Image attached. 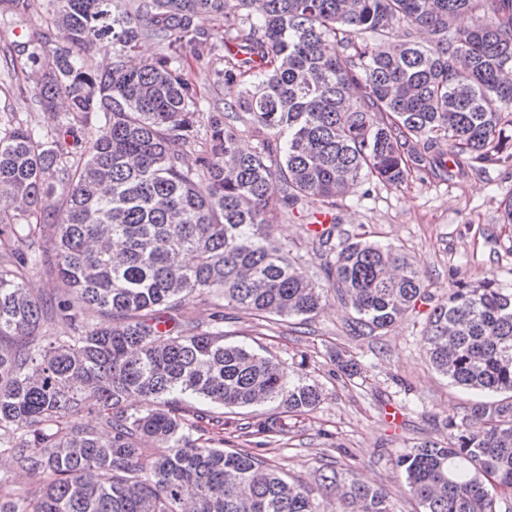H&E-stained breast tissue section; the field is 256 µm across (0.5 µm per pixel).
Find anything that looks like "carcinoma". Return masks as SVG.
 <instances>
[{"mask_svg": "<svg viewBox=\"0 0 512 512\" xmlns=\"http://www.w3.org/2000/svg\"><path fill=\"white\" fill-rule=\"evenodd\" d=\"M234 2L47 0L43 40L0 47L17 93L67 106L51 127L0 113V449L44 482L34 500L1 494L0 512H399L352 472L320 474L318 497L259 448L192 438L207 418L193 399L278 402L244 427L267 445L322 401L306 360L224 343V310L305 322L331 300L354 336L427 308L430 364L483 396L445 421L448 441L396 458L401 493L422 512H512V290L457 281L438 302L403 249L334 224L313 279L272 237L273 222L332 210L367 181H449L511 159L512 0ZM30 7L0 0V16ZM462 14L471 27L450 28ZM143 39L159 52L134 63ZM102 42L112 61L85 69ZM221 48L217 81L249 79L205 110L185 67ZM44 268L66 295L26 288ZM194 299L203 320L183 313ZM57 318L71 335H47ZM336 366L358 374L339 353ZM91 410L108 436L79 422Z\"/></svg>", "mask_w": 512, "mask_h": 512, "instance_id": "1", "label": "carcinoma"}]
</instances>
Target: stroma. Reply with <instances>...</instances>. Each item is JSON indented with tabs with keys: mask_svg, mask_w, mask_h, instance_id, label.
Returning a JSON list of instances; mask_svg holds the SVG:
<instances>
[{
	"mask_svg": "<svg viewBox=\"0 0 512 512\" xmlns=\"http://www.w3.org/2000/svg\"><path fill=\"white\" fill-rule=\"evenodd\" d=\"M48 28L43 0L21 19L0 20V46L35 43ZM11 76L0 70V112H12L31 125L48 126L52 117L29 95L10 92ZM512 195V161L451 181L411 174L398 186L361 184L335 210L341 233L373 234L376 241L402 247L418 263L425 284L444 298L452 283L491 281L512 287V224L500 221L499 204ZM276 239L297 247L310 276H318L323 256L316 247L314 219L308 213L277 222ZM350 315L336 303L304 325L293 320L257 321L235 310L224 312V340L245 345L283 365L300 361L303 379L324 393L313 412L291 420L290 432L266 446L272 464L291 479L314 487L326 466L357 473L363 480L397 493V456L424 440H443L446 418L462 416L477 395L451 385L429 363L423 348L422 315L395 324L371 339L351 335ZM353 355L361 374L347 382L338 377L335 352ZM276 403L228 408L222 426L208 427L202 439H223L241 448L239 428L276 413ZM348 448L349 456L338 453Z\"/></svg>",
	"mask_w": 512,
	"mask_h": 512,
	"instance_id": "stroma-1",
	"label": "stroma"
}]
</instances>
